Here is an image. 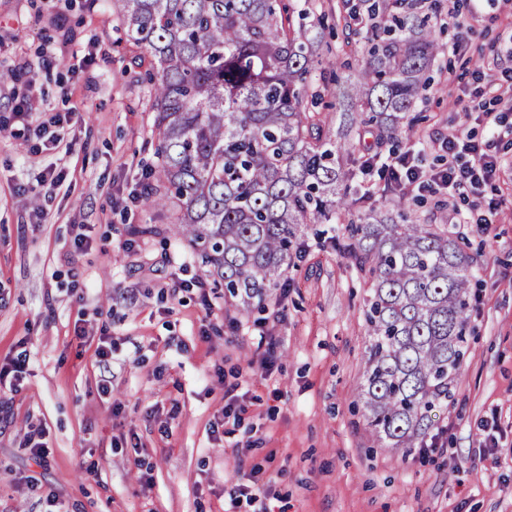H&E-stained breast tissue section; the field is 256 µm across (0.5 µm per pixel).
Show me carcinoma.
Here are the masks:
<instances>
[{"label": "carcinoma", "mask_w": 512, "mask_h": 512, "mask_svg": "<svg viewBox=\"0 0 512 512\" xmlns=\"http://www.w3.org/2000/svg\"><path fill=\"white\" fill-rule=\"evenodd\" d=\"M310 0H119L129 40L158 64L150 79L158 165L143 192L176 208L186 241L224 294L263 301L308 224L361 212L344 155L367 128L393 141L416 101L437 45L409 0H373L365 65L352 88L336 82L348 114L337 139L304 107L318 34L294 17ZM349 224L347 256L370 273L369 345L359 398L365 425L387 448L408 450L448 401L467 353L470 263L448 228L367 214Z\"/></svg>", "instance_id": "cac0c4a2"}]
</instances>
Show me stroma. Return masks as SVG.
Wrapping results in <instances>:
<instances>
[{
	"instance_id": "obj_1",
	"label": "stroma",
	"mask_w": 512,
	"mask_h": 512,
	"mask_svg": "<svg viewBox=\"0 0 512 512\" xmlns=\"http://www.w3.org/2000/svg\"><path fill=\"white\" fill-rule=\"evenodd\" d=\"M344 3L311 0L322 87L361 71ZM435 4L438 54L412 129L355 149L358 190L407 151L442 168L456 131L487 140L482 112L512 124V0ZM138 55L113 0H0V365L30 355L0 432V512H47L50 495L62 512H224L253 482L271 512H512V173L477 201L499 203L487 226L465 223L444 189L374 200L377 214L447 225L473 263L464 365L432 417V451L405 455L363 422L370 282L343 253L347 216L309 225L264 309L242 311L220 288L204 309L205 272L170 233L174 210L138 196L157 145ZM478 71L496 94L475 95ZM22 101L30 114L17 115ZM68 112L71 151L39 146L38 125ZM78 224L90 240L76 251ZM145 225L154 234L135 235ZM262 336L276 352L265 378L248 368Z\"/></svg>"
}]
</instances>
